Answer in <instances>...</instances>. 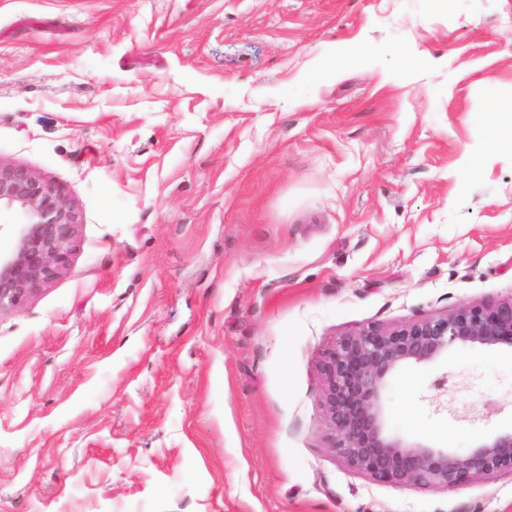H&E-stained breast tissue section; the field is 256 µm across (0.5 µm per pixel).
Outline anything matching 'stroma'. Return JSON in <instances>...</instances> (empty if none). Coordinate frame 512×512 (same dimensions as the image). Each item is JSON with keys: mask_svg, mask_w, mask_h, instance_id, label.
Instances as JSON below:
<instances>
[{"mask_svg": "<svg viewBox=\"0 0 512 512\" xmlns=\"http://www.w3.org/2000/svg\"><path fill=\"white\" fill-rule=\"evenodd\" d=\"M510 96L512 0H0V159L79 214L0 313V512H512L508 475L351 471L316 369L512 296V149L480 118ZM382 404L469 453L512 430V348L403 365Z\"/></svg>", "mask_w": 512, "mask_h": 512, "instance_id": "stroma-1", "label": "stroma"}]
</instances>
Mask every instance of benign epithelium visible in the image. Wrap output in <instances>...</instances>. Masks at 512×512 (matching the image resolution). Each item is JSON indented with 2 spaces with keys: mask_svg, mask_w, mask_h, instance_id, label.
Returning <instances> with one entry per match:
<instances>
[{
  "mask_svg": "<svg viewBox=\"0 0 512 512\" xmlns=\"http://www.w3.org/2000/svg\"><path fill=\"white\" fill-rule=\"evenodd\" d=\"M18 213L17 246L0 251V312L20 308L66 268L79 218L62 189L34 171L0 159V208ZM512 347V297L469 301L454 311L396 327L369 326L335 341L319 363L329 447L369 478L419 489L454 488L478 478L512 475V431L468 455L385 430L387 378L408 363H428L448 348Z\"/></svg>",
  "mask_w": 512,
  "mask_h": 512,
  "instance_id": "benign-epithelium-1",
  "label": "benign epithelium"
}]
</instances>
